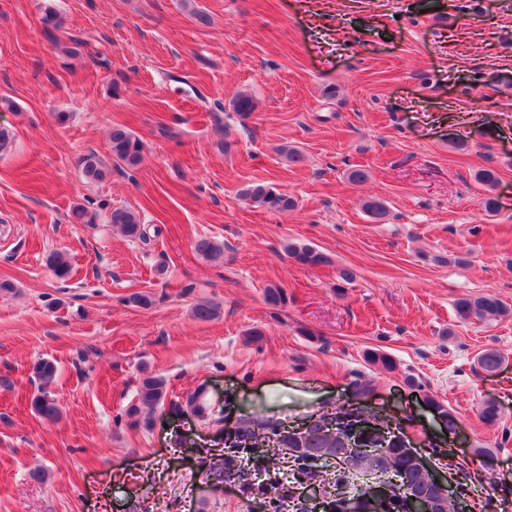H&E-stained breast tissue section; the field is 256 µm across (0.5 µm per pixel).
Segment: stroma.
Returning <instances> with one entry per match:
<instances>
[{
	"label": "stroma",
	"instance_id": "obj_1",
	"mask_svg": "<svg viewBox=\"0 0 512 512\" xmlns=\"http://www.w3.org/2000/svg\"><path fill=\"white\" fill-rule=\"evenodd\" d=\"M59 25L46 32L45 6ZM209 17L202 25L192 10ZM70 43L61 53L56 41ZM512 0H0V512H272L245 482L207 478L214 421L262 411L296 426L367 406L400 422L423 458L451 449L472 512H512ZM252 93L248 118L232 109ZM68 113L58 123L57 113ZM124 125L140 164L111 162ZM297 148L293 164L280 153ZM109 162L105 180L80 160ZM498 174L486 189L475 174ZM369 173L349 181L352 169ZM294 197L273 213L241 197ZM495 214L480 207L486 192ZM385 200V223L365 198ZM156 227L128 240L117 206ZM83 207L88 223L69 220ZM224 243L211 262L192 246ZM289 238L329 262L303 266ZM72 272L56 278L50 252ZM355 278L344 282L341 269ZM286 302L271 308L269 283ZM147 291L150 308L130 304ZM492 294L506 315L470 321L454 302ZM201 298L222 306L199 322ZM263 335L252 342L249 329ZM505 357L481 372L485 349ZM383 350L392 371L369 363ZM55 360L58 420L34 415L32 366ZM169 384L151 428L130 426L143 373ZM204 387L213 420L177 415ZM455 412L460 440L424 408ZM500 406L485 423L487 400ZM487 448L491 459L473 456ZM47 477L35 483L31 469ZM240 194L269 212H284L294 209L296 206L292 197L279 193L271 186L263 183L250 185L242 189Z\"/></svg>",
	"mask_w": 512,
	"mask_h": 512
}]
</instances>
